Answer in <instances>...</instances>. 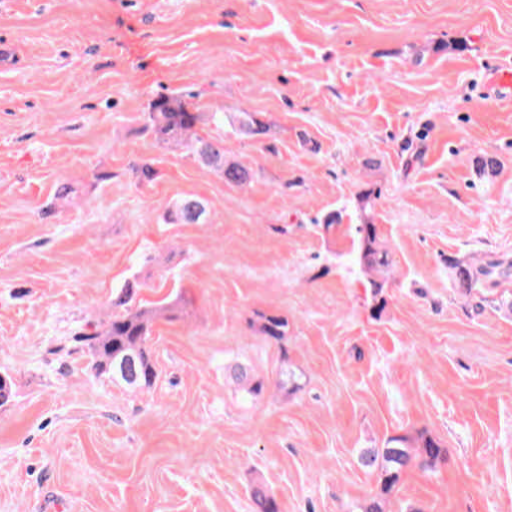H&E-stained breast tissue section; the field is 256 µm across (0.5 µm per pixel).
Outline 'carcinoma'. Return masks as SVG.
I'll return each mask as SVG.
<instances>
[{
  "instance_id": "cac0c4a2",
  "label": "carcinoma",
  "mask_w": 512,
  "mask_h": 512,
  "mask_svg": "<svg viewBox=\"0 0 512 512\" xmlns=\"http://www.w3.org/2000/svg\"><path fill=\"white\" fill-rule=\"evenodd\" d=\"M210 120L214 124L224 119L214 112L207 117L193 111L180 96H161L152 101L147 113V127L157 140L168 148L189 151L198 164L220 176L224 182L236 186L249 184L254 177L246 164L230 157L224 150V137L204 138L196 133L198 125ZM235 131L251 140L261 141L270 132V124L254 112H239L231 117ZM206 213L204 203L194 196L178 199L165 212L170 224H198ZM358 236V264L368 276L372 297L380 295L383 282L372 277L383 273L390 266L389 254L381 248L378 225L365 219L356 226ZM448 267L456 288L464 295L486 285H498V279L512 277V262H476L465 258L448 259ZM143 283L129 281L112 296V316L91 329L78 333L79 342L87 348L92 368L99 376L120 379L138 388L153 386L157 371L146 347L152 324L159 318L171 320L175 308L171 305L146 309L140 307L137 296ZM268 340L282 343L288 333V320L279 315H264L259 327ZM243 390L256 398L262 394L263 383L253 379L246 369L236 374ZM448 458V449L433 437L421 438L418 447L408 445L404 436L388 438L381 448H364L359 454L360 464L372 471L379 484V492L362 506V512H385L384 504L403 473L414 462L425 469H434ZM255 512H281L276 496L264 486L251 490Z\"/></svg>"
}]
</instances>
